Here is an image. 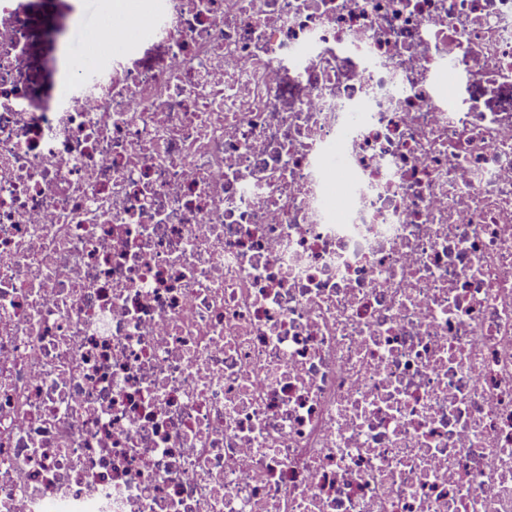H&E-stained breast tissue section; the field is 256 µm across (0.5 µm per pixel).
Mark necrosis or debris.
Returning <instances> with one entry per match:
<instances>
[{"label": "necrosis or debris", "mask_w": 512, "mask_h": 512, "mask_svg": "<svg viewBox=\"0 0 512 512\" xmlns=\"http://www.w3.org/2000/svg\"><path fill=\"white\" fill-rule=\"evenodd\" d=\"M78 23L0 0V512H512V0Z\"/></svg>", "instance_id": "1"}]
</instances>
